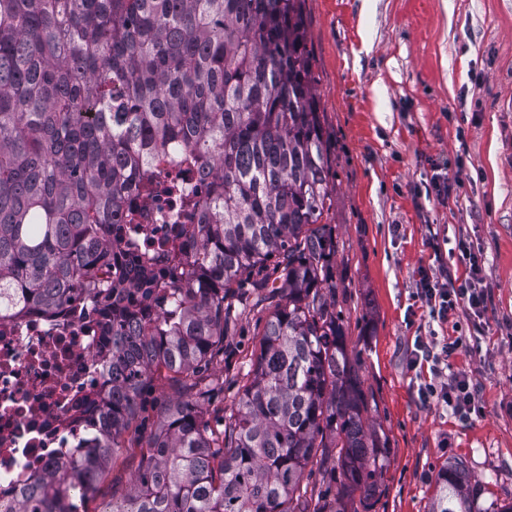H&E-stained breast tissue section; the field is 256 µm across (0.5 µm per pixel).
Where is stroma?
Here are the masks:
<instances>
[{"mask_svg":"<svg viewBox=\"0 0 512 512\" xmlns=\"http://www.w3.org/2000/svg\"><path fill=\"white\" fill-rule=\"evenodd\" d=\"M313 93L335 188L336 302L357 359L368 415L391 463L375 512H427L446 461L483 482L479 508L512 502V0H305ZM463 155L448 198L431 186L437 164ZM481 256L488 293L479 317L433 320L423 272L468 271L456 244ZM264 311H239L223 356L200 375L213 391L207 418L230 411L258 348ZM449 374H467L478 409L457 415L418 397L428 368L415 339L455 338ZM181 388L152 375L90 512L127 495Z\"/></svg>","mask_w":512,"mask_h":512,"instance_id":"1","label":"stroma"}]
</instances>
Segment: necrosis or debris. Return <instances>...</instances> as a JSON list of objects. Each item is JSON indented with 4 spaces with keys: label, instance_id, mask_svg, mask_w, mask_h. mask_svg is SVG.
I'll list each match as a JSON object with an SVG mask.
<instances>
[{
    "label": "necrosis or debris",
    "instance_id": "1",
    "mask_svg": "<svg viewBox=\"0 0 512 512\" xmlns=\"http://www.w3.org/2000/svg\"><path fill=\"white\" fill-rule=\"evenodd\" d=\"M170 212L165 198L143 195L137 235L169 236ZM104 328L98 308L84 300L0 319L1 498L17 497L86 441L99 396L112 384Z\"/></svg>",
    "mask_w": 512,
    "mask_h": 512
}]
</instances>
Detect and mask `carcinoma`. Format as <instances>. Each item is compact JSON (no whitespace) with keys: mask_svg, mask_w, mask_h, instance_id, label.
I'll return each instance as SVG.
<instances>
[{"mask_svg":"<svg viewBox=\"0 0 512 512\" xmlns=\"http://www.w3.org/2000/svg\"><path fill=\"white\" fill-rule=\"evenodd\" d=\"M311 73L302 0H0V316L87 295L112 337L96 439L0 512H81L162 370L185 393L103 512H372L390 450L336 310ZM174 152L210 178L195 223L161 257L129 250L149 161ZM247 288L271 311L219 430L191 380ZM434 485L428 512H476L463 463Z\"/></svg>","mask_w":512,"mask_h":512,"instance_id":"cac0c4a2","label":"carcinoma"}]
</instances>
